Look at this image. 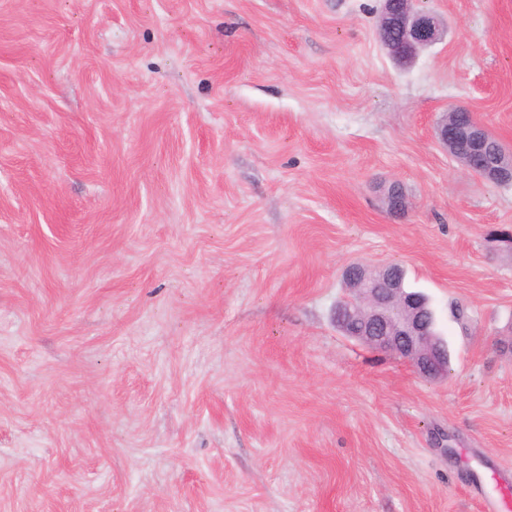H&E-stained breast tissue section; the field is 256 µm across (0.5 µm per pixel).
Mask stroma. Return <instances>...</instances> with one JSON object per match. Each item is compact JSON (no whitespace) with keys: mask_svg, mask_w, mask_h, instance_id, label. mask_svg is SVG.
Segmentation results:
<instances>
[{"mask_svg":"<svg viewBox=\"0 0 512 512\" xmlns=\"http://www.w3.org/2000/svg\"><path fill=\"white\" fill-rule=\"evenodd\" d=\"M0 0V512H480L512 474V0ZM399 184L410 207L383 202ZM406 272L447 378L337 330ZM469 322L457 323L453 305ZM382 2L378 27L380 41L401 63L412 62L423 48L444 37L446 29L443 20L435 13L417 8V0H401V6L394 10L389 8L392 0ZM390 31L393 38L389 40ZM457 112H468L469 119L456 126H448L466 118L465 114ZM488 130L472 112L456 106L438 124L437 135L448 153L467 172L492 183L512 184V152L504 147L486 152L487 146L496 139ZM477 157H481L478 165L475 164Z\"/></svg>","mask_w":512,"mask_h":512,"instance_id":"obj_1","label":"stroma"}]
</instances>
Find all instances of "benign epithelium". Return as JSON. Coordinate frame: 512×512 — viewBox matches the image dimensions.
<instances>
[{"label": "benign epithelium", "instance_id": "benign-epithelium-1", "mask_svg": "<svg viewBox=\"0 0 512 512\" xmlns=\"http://www.w3.org/2000/svg\"><path fill=\"white\" fill-rule=\"evenodd\" d=\"M391 2L382 0L380 41L401 63H410L423 48L442 40L445 25L438 15L417 8V0H401V6L394 10L389 8ZM437 135L467 172L492 183L512 184V152L503 147L487 149L494 136L474 115L456 126L442 119ZM344 278L356 285L334 314L345 335L409 361L425 378L439 379L448 374V351L437 340L428 301L406 290L397 266L372 270L350 265Z\"/></svg>", "mask_w": 512, "mask_h": 512}]
</instances>
